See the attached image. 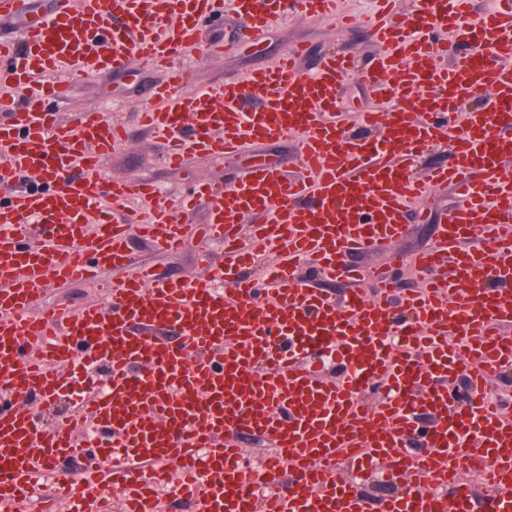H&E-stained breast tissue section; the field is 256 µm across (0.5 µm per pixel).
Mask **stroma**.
<instances>
[{"label": "stroma", "mask_w": 512, "mask_h": 512, "mask_svg": "<svg viewBox=\"0 0 512 512\" xmlns=\"http://www.w3.org/2000/svg\"><path fill=\"white\" fill-rule=\"evenodd\" d=\"M347 10L353 13L355 23L341 29L318 18H299L274 22L269 31L254 40L241 43L237 40L242 24L232 7H225L222 21L205 26L199 34L200 41L221 39L229 48L220 56H206L192 46L178 56V63L189 74V86L193 89L213 88L227 81L244 77L252 68L272 63L286 48L295 43L307 44L310 55L304 67H313L319 56L332 49L352 51L360 64H368L378 52V47L367 31L359 24V16L375 11L377 0H343ZM162 71L137 63L124 76L107 80L93 79L80 87L74 96L60 106L64 118L88 111L103 113L106 117L134 123L143 105L142 91L145 86L163 79ZM266 162L280 163L287 173H294L296 161L291 139L276 143L249 146L234 158L215 159L198 156L183 167L171 168L163 162V148L148 133L133 131L127 144L116 148L105 163V174L110 178H140L153 181L165 201L176 204L190 192L198 180L206 179L214 184H224L232 173L241 167ZM456 202L451 187L435 190L421 205L423 217H408V231L404 238L382 246L378 252L355 258V265L363 273L360 283L366 293H373V276L385 272L400 288H415L411 258L430 247L437 238V224L441 215ZM208 215L207 203H199L190 215L175 212L176 220L185 226L181 251L167 256L155 253L141 241L135 242L137 258L151 260L159 271L173 275H201L207 266L220 258L216 244L205 239L200 231Z\"/></svg>", "instance_id": "35a3bbf8"}]
</instances>
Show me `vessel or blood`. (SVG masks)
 <instances>
[{"label": "vessel or blood", "instance_id": "b4317fda", "mask_svg": "<svg viewBox=\"0 0 512 512\" xmlns=\"http://www.w3.org/2000/svg\"><path fill=\"white\" fill-rule=\"evenodd\" d=\"M365 26L380 50L356 68L348 52L301 61L288 47L217 93H185L179 50L224 0H0V512H27L51 459L77 461L53 484L70 504L100 486L124 512H156L167 485L195 512H512V417L489 393L512 373V0L476 14L471 0H383ZM337 0H236L240 39L283 18L321 15ZM467 46L452 58L455 46ZM166 66L139 114L169 165L241 152L289 136L301 168L252 166L226 188L201 183L180 202L209 204L205 236L224 245L206 277L163 276L136 263L131 231L178 251L184 227L142 180L106 181L103 161L128 129L98 112L71 121L47 107L133 61ZM392 100L336 122L349 77ZM484 98L480 108L462 104ZM447 141L453 161L416 177L417 157ZM458 202L415 261L419 286L386 275L357 286L346 257L398 241L411 209L439 186ZM275 263L251 274L261 245ZM312 272L351 286L335 298ZM105 304L37 307L42 286L97 280ZM103 372L72 397L66 369ZM467 377L468 397L451 386ZM68 414L47 429L42 404ZM273 448L265 464L242 450ZM488 463L481 488L463 476ZM377 476L392 491L374 499Z\"/></svg>", "mask_w": 512, "mask_h": 512}]
</instances>
